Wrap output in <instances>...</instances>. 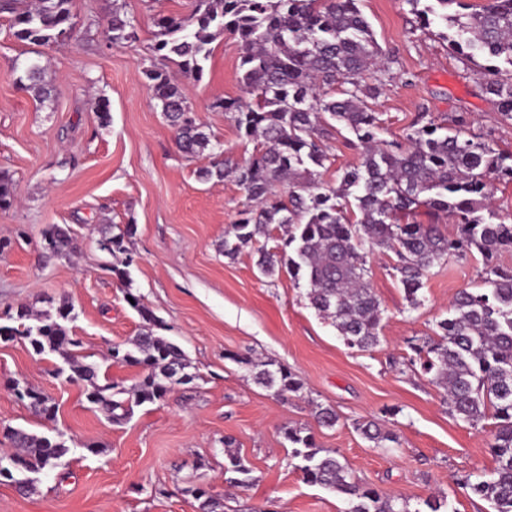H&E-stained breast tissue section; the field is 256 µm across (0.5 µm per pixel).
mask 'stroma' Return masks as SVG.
I'll list each match as a JSON object with an SVG mask.
<instances>
[{
    "label": "stroma",
    "mask_w": 512,
    "mask_h": 512,
    "mask_svg": "<svg viewBox=\"0 0 512 512\" xmlns=\"http://www.w3.org/2000/svg\"><path fill=\"white\" fill-rule=\"evenodd\" d=\"M193 0H73L76 28L63 44L43 49L40 63L53 86L39 103L14 80L15 60L31 45L17 40L0 17V169L15 181L14 200L0 209V324L20 307L55 314L73 306L66 326L82 342L84 363L96 365L100 383L134 384L138 366L115 365L105 354L142 331V320L124 299L132 288L164 326L163 334L187 355L191 383L165 399L136 407L113 424L86 400L82 385L58 377L64 359L38 355L27 342L0 341V458L14 447L7 428L65 442L68 454L54 471L37 476L23 495L0 484V512H195L186 487L204 470L224 512H345L343 496L307 482L289 461L285 427H303L320 447L336 450L364 484L418 508L431 495L446 497L449 512H490L466 478L490 472L493 419L470 426L449 416L443 391L422 371L406 369L408 342L433 335L455 294L478 284L480 256L450 260L432 271L410 310L404 289L380 253L369 256L371 288L383 311L379 345L347 348L335 328L310 308L303 282L281 273L259 274V238L236 260L224 256V237L239 218L246 193L235 182H201L204 158L189 160L151 98L144 70L160 14H189ZM359 7L386 54L383 82L371 108L382 120V138L403 141L417 113L437 120L465 114L467 129L512 152V120L485 93L484 72L453 55L443 25L424 29L407 0H360ZM133 20L136 39L112 43L106 19L113 9ZM239 44L224 34L212 45L200 81L167 71L181 83L212 142L245 163L257 145L212 102L242 97ZM109 102L108 120L100 105ZM334 162L324 174L338 183L360 161L352 132L338 129L328 142ZM69 226L78 249L67 259L45 257L43 233ZM135 232L129 255H109L98 241L113 225ZM133 264H126V257ZM129 279H122L121 269ZM288 367L303 383L300 396L278 397L257 384L241 356ZM22 380L48 395L53 418L31 412L10 389ZM332 407L336 427L318 426L314 404ZM372 420L395 432L400 444L376 448L356 429ZM252 468V482L224 480L225 437ZM100 445L91 453L89 445Z\"/></svg>",
    "instance_id": "obj_1"
}]
</instances>
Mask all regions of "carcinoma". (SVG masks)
Returning <instances> with one entry per match:
<instances>
[{
    "instance_id": "carcinoma-1",
    "label": "carcinoma",
    "mask_w": 512,
    "mask_h": 512,
    "mask_svg": "<svg viewBox=\"0 0 512 512\" xmlns=\"http://www.w3.org/2000/svg\"><path fill=\"white\" fill-rule=\"evenodd\" d=\"M359 0H194L190 14L157 19L153 52L177 64L196 81L210 45L229 31L240 44L242 89L252 103L218 99L212 107L233 114L236 127L246 138L260 143L255 155L239 164L222 158L210 136L197 122L182 87L161 68L145 70L152 97L176 131L179 150L187 158L212 156L199 168L203 181L232 179L243 188L247 203L241 218L224 238V257L235 259L243 248L282 231L277 251L257 249L256 267L268 278L287 269L295 280L306 283L309 306L330 321L343 343L358 351L379 344L382 310L368 280L367 253L395 256L392 270L399 275L409 308L416 310L424 299L419 291L436 267L451 259H465L478 252L484 262L480 285L463 289L454 297L448 316L437 322L440 333L410 341L414 356L407 367L420 366L443 389L451 416L472 426L488 415L496 420L491 451L496 466L470 484L473 493L490 503L492 512H512V265L500 256L512 253V223L490 207L495 183H512V153L503 155L487 138L465 131L464 115L452 128L438 125L429 113L420 115L407 143L393 144L380 138L381 120L368 100L380 93L381 50L371 25L358 6ZM440 12L420 13L422 27L431 25L429 13L453 29L450 43L459 52L475 50L491 60L512 67V6L486 0L470 6L463 0H435ZM72 0H0V14L9 15L13 35L34 46L49 47L70 37L75 28ZM456 4L465 13L448 14ZM112 42L136 35V28L116 9L109 20ZM16 83L39 101L51 98V84L36 60L14 63ZM485 90L497 98L501 113L512 118V75L489 65ZM346 85L341 97L335 86ZM352 131L361 147L359 164L346 170L338 186L323 179L329 161L322 139L331 136L333 124ZM14 179L0 171V209L11 205ZM287 195L277 194V187ZM424 213L429 222L416 217ZM456 224V233L442 230L443 221ZM133 228L112 225V235L99 240L110 255L133 258L127 248ZM45 249L51 258L67 259L77 242L67 226L53 224L44 231ZM131 307L143 321V332L131 346L114 345L112 362L143 368L131 388L120 383L97 382L94 366L73 353L79 342L63 322L73 308L62 302L58 319L30 324L26 308L0 324V339L26 340L37 354L59 352L69 365L67 380L81 382L86 400L114 424L131 417L133 408L163 400L179 385L190 363L185 352L156 333L160 322L132 288ZM239 363L258 369L255 380L282 398L299 396L303 383L282 365ZM12 389L28 400L35 413L49 416L54 404L27 382L15 381ZM314 416L323 426H336L339 417L330 407L315 405ZM365 439L382 448L398 443V437L374 421L357 424ZM283 436L291 445L290 458L304 478L328 491L345 496L347 512H422L410 510L404 498L383 497L360 483L336 451L319 447L312 434L286 427ZM6 437L16 452L8 464L0 462V481L21 492L35 491L33 475L51 471L69 451L65 443L24 429L9 428ZM227 482L246 485L252 480L249 463L235 453L227 454ZM198 502L199 512H218L216 494L198 484L185 489Z\"/></svg>"
}]
</instances>
